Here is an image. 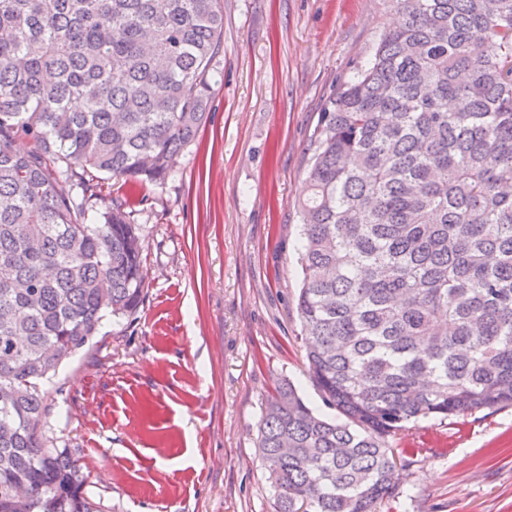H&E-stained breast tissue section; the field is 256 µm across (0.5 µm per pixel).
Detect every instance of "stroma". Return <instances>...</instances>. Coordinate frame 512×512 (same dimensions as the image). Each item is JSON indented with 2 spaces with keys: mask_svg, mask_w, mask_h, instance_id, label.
<instances>
[{
  "mask_svg": "<svg viewBox=\"0 0 512 512\" xmlns=\"http://www.w3.org/2000/svg\"><path fill=\"white\" fill-rule=\"evenodd\" d=\"M398 21L389 0H224L209 119L160 183L106 180L140 227L145 299L47 384L44 431L103 512H274L262 405L290 380L329 418L296 312L308 148ZM380 512H512V406L408 424Z\"/></svg>",
  "mask_w": 512,
  "mask_h": 512,
  "instance_id": "obj_1",
  "label": "stroma"
}]
</instances>
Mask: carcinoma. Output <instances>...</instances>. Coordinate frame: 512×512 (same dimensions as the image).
I'll list each match as a JSON object with an SVG mask.
<instances>
[{
	"mask_svg": "<svg viewBox=\"0 0 512 512\" xmlns=\"http://www.w3.org/2000/svg\"><path fill=\"white\" fill-rule=\"evenodd\" d=\"M389 2L294 203L307 373L343 420L267 396L274 512H378L406 424L512 405V0ZM223 44L224 0H0V512H100L43 431L44 382L144 299L139 228L89 208L165 180Z\"/></svg>",
	"mask_w": 512,
	"mask_h": 512,
	"instance_id": "obj_1",
	"label": "carcinoma"
}]
</instances>
